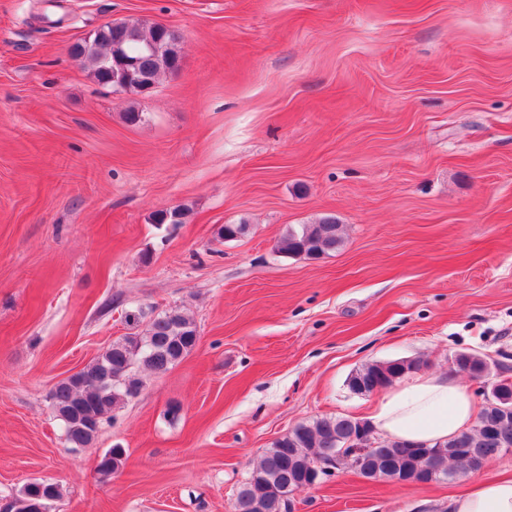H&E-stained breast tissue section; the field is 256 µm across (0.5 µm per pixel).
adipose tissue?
<instances>
[{"label":"adipose tissue","mask_w":512,"mask_h":512,"mask_svg":"<svg viewBox=\"0 0 512 512\" xmlns=\"http://www.w3.org/2000/svg\"><path fill=\"white\" fill-rule=\"evenodd\" d=\"M372 424L384 437L432 445L475 425L470 388L445 375H421L384 390L372 411ZM448 512H512V478L480 480L452 499Z\"/></svg>","instance_id":"1"}]
</instances>
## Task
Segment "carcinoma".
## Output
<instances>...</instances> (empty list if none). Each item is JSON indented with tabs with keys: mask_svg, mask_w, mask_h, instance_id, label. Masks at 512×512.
Here are the masks:
<instances>
[{
	"mask_svg": "<svg viewBox=\"0 0 512 512\" xmlns=\"http://www.w3.org/2000/svg\"><path fill=\"white\" fill-rule=\"evenodd\" d=\"M163 41L166 48L145 54V45ZM180 36L147 22L107 23L81 43L78 55L93 77L102 85L142 91V79L156 83L159 77L179 67ZM136 61L130 75L112 68L117 53ZM184 212L174 207L154 215L157 224H181ZM246 224H225L218 239L234 240L246 235ZM342 244L341 225L333 216L314 224H299L278 242V252L287 256L315 260ZM194 322L177 310L164 311L151 318L142 336H126L112 343L101 355L76 373L59 381L48 398L63 423L66 441L84 448L95 438L103 419L112 409L136 397L143 387L137 370L163 373L184 359L198 342ZM457 361L471 378L482 376L485 361L474 353L462 352ZM419 370L415 360L369 363L348 379L357 394L383 390L395 380ZM508 411L490 403L480 411L474 428L436 445L438 454H427L423 447L401 441L375 438L376 447L363 458V466L378 471V478L394 482L416 470L425 471L435 481L451 479L479 470L483 465L512 448V389L505 393ZM359 422L348 417H321L300 423L272 442L252 469L251 478L239 489L233 512H289L290 497L302 490L315 473L319 459L329 450H341L359 436ZM124 450L113 448L104 454L98 471L112 474L123 464ZM61 497V487L50 479L26 482L11 499L13 512H51Z\"/></svg>",
	"mask_w": 512,
	"mask_h": 512,
	"instance_id": "1",
	"label": "carcinoma"
}]
</instances>
